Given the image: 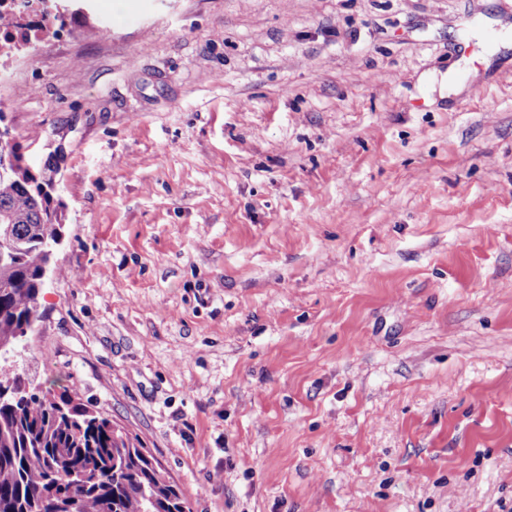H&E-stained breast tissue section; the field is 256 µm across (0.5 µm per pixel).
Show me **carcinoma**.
I'll return each mask as SVG.
<instances>
[{"instance_id":"1","label":"carcinoma","mask_w":512,"mask_h":512,"mask_svg":"<svg viewBox=\"0 0 512 512\" xmlns=\"http://www.w3.org/2000/svg\"><path fill=\"white\" fill-rule=\"evenodd\" d=\"M17 147L0 149V224L13 243L0 256V512H191L144 446L127 443L73 389L34 382L18 332L40 318L43 273L61 228L43 177L12 174Z\"/></svg>"}]
</instances>
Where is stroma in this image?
I'll return each mask as SVG.
<instances>
[{
	"label": "stroma",
	"mask_w": 512,
	"mask_h": 512,
	"mask_svg": "<svg viewBox=\"0 0 512 512\" xmlns=\"http://www.w3.org/2000/svg\"><path fill=\"white\" fill-rule=\"evenodd\" d=\"M9 59L61 158L26 366L192 512H512V0H85Z\"/></svg>",
	"instance_id": "stroma-1"
}]
</instances>
